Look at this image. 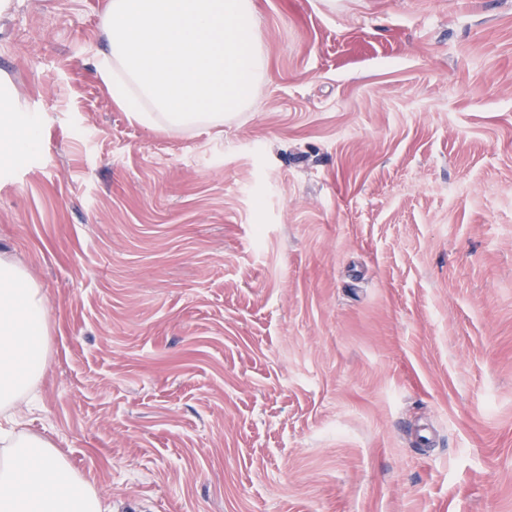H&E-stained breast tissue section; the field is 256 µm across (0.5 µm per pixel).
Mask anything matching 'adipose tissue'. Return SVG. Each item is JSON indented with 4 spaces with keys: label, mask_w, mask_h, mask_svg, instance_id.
Returning a JSON list of instances; mask_svg holds the SVG:
<instances>
[{
    "label": "adipose tissue",
    "mask_w": 512,
    "mask_h": 512,
    "mask_svg": "<svg viewBox=\"0 0 512 512\" xmlns=\"http://www.w3.org/2000/svg\"><path fill=\"white\" fill-rule=\"evenodd\" d=\"M41 138L13 87L0 79V162L12 164ZM47 299L28 270L0 255V414L40 383L49 361ZM0 512H108L93 485L40 435L0 429Z\"/></svg>",
    "instance_id": "ef3b65f1"
}]
</instances>
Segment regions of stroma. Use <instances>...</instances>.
Listing matches in <instances>:
<instances>
[{"instance_id": "stroma-1", "label": "stroma", "mask_w": 512, "mask_h": 512, "mask_svg": "<svg viewBox=\"0 0 512 512\" xmlns=\"http://www.w3.org/2000/svg\"><path fill=\"white\" fill-rule=\"evenodd\" d=\"M254 5L220 133L112 102L104 0L0 14L42 127L0 166L52 338L23 429L112 512H512V0Z\"/></svg>"}]
</instances>
